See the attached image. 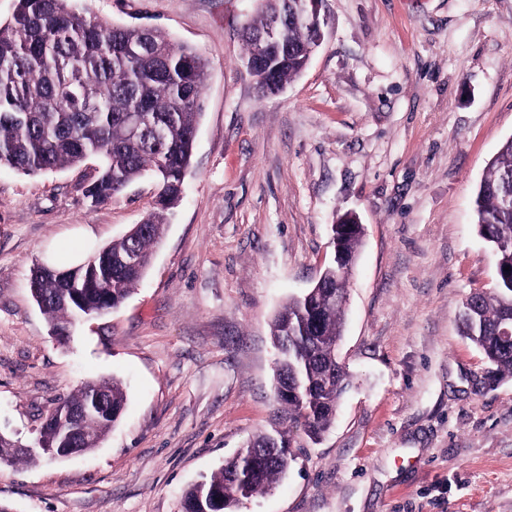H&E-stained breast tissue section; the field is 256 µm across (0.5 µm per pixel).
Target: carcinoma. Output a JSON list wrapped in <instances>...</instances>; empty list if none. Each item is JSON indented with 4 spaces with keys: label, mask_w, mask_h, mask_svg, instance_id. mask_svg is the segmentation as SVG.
I'll list each match as a JSON object with an SVG mask.
<instances>
[{
    "label": "carcinoma",
    "mask_w": 512,
    "mask_h": 512,
    "mask_svg": "<svg viewBox=\"0 0 512 512\" xmlns=\"http://www.w3.org/2000/svg\"><path fill=\"white\" fill-rule=\"evenodd\" d=\"M301 0H275L243 29L245 57L257 50L255 34L269 12L290 16ZM280 38L288 56L252 73L267 96L306 67L312 31L292 21ZM207 61L161 28L88 19L76 0H16L11 19L0 21V165L26 175L74 167L93 157L98 174L86 189L96 205L118 197L131 183L151 177L158 207L138 232L90 250L83 262L38 278L37 304L53 323L73 324L121 304L146 274L160 242L166 214L181 199L202 114ZM141 114V131L130 134L128 116ZM512 138L488 164L474 198L478 233L496 257V286L475 290L463 303L460 333L478 347L493 381L512 378V341L499 329L512 319ZM140 265H126L130 255ZM346 276L327 268L306 293L288 300L271 323L280 365L277 393L285 416L316 442L331 428L349 385L336 351L344 308L333 291ZM99 391L112 402V419L90 416L82 432L104 439L119 420L126 393L117 380ZM289 435L258 434L235 456L184 494L182 512H232L245 499L270 492L293 457Z\"/></svg>",
    "instance_id": "cac0c4a2"
}]
</instances>
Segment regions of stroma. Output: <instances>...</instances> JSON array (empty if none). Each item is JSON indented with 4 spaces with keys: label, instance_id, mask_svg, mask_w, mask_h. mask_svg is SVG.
<instances>
[{
    "label": "stroma",
    "instance_id": "obj_1",
    "mask_svg": "<svg viewBox=\"0 0 512 512\" xmlns=\"http://www.w3.org/2000/svg\"><path fill=\"white\" fill-rule=\"evenodd\" d=\"M159 27L207 61L181 204L144 279L68 339L31 296L74 229L104 246L156 206L145 178L91 206L96 160L0 167V432L35 438L86 382L127 391L99 448L0 467L10 512H181L184 491L251 437L290 430L275 489L236 512H512V379L484 381L462 303L494 288L474 195L512 137V0H324L305 70L259 98L240 28L256 0H78ZM363 234L338 355L351 385L312 443L286 420L270 324Z\"/></svg>",
    "mask_w": 512,
    "mask_h": 512
}]
</instances>
